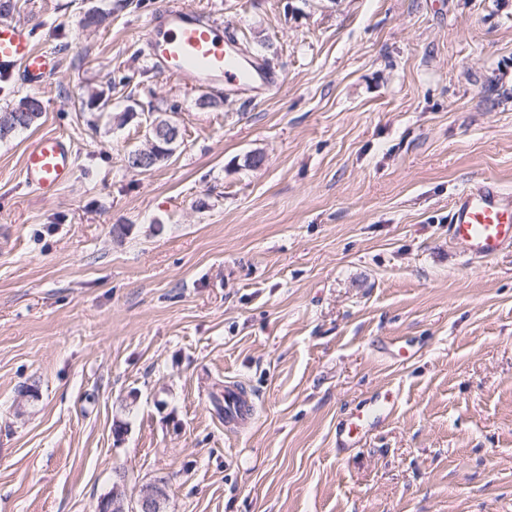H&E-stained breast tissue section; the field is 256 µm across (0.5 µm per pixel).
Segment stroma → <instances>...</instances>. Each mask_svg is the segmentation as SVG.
I'll list each match as a JSON object with an SVG mask.
<instances>
[{"label": "stroma", "mask_w": 512, "mask_h": 512, "mask_svg": "<svg viewBox=\"0 0 512 512\" xmlns=\"http://www.w3.org/2000/svg\"><path fill=\"white\" fill-rule=\"evenodd\" d=\"M165 2L12 16L58 66L0 87L44 106L0 141V512H94L159 479L164 512H512V250L448 239L464 186L512 190V0H181L273 96L153 69ZM160 113L174 155L129 169ZM46 134L75 152L50 197L23 175ZM228 380L256 401L236 434ZM388 389L395 414L337 453Z\"/></svg>", "instance_id": "stroma-1"}]
</instances>
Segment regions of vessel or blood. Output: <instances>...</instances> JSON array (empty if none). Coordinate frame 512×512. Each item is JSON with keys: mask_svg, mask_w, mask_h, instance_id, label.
Returning <instances> with one entry per match:
<instances>
[{"mask_svg": "<svg viewBox=\"0 0 512 512\" xmlns=\"http://www.w3.org/2000/svg\"><path fill=\"white\" fill-rule=\"evenodd\" d=\"M143 42L153 67L163 74L185 76L199 85H221L226 91L261 90L272 95L279 80L261 60L244 59L222 23L203 21L178 0L143 25ZM57 65L51 53L38 49L35 33L23 22L0 24V75L19 76L27 85H42ZM27 185L48 196L73 175L74 152L69 140L45 135L35 141L24 158ZM450 241L470 259L485 262L512 248V190L493 179L474 182L458 193L451 207ZM390 400L353 415L343 428L346 441H353L371 419L389 414ZM254 402L240 387H224V424L234 429L253 417Z\"/></svg>", "mask_w": 512, "mask_h": 512, "instance_id": "obj_1", "label": "vessel or blood"}]
</instances>
